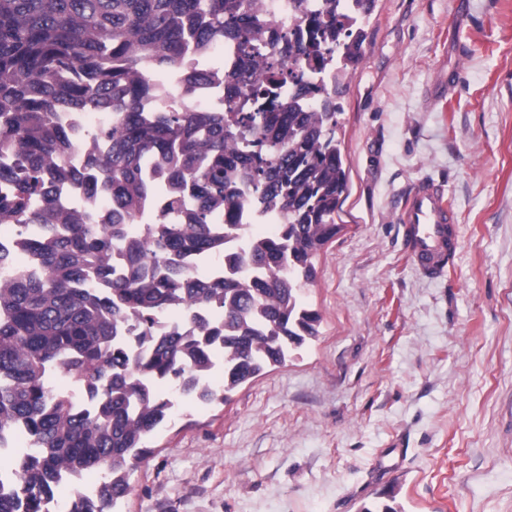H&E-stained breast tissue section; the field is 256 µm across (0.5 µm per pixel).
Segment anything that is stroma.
Listing matches in <instances>:
<instances>
[{"label": "stroma", "instance_id": "obj_1", "mask_svg": "<svg viewBox=\"0 0 512 512\" xmlns=\"http://www.w3.org/2000/svg\"><path fill=\"white\" fill-rule=\"evenodd\" d=\"M363 29L341 230L301 291L317 336L225 403L179 400L119 512H512V0H375ZM423 177L459 213L436 279L395 222Z\"/></svg>", "mask_w": 512, "mask_h": 512}]
</instances>
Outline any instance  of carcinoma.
<instances>
[{
	"instance_id": "1",
	"label": "carcinoma",
	"mask_w": 512,
	"mask_h": 512,
	"mask_svg": "<svg viewBox=\"0 0 512 512\" xmlns=\"http://www.w3.org/2000/svg\"><path fill=\"white\" fill-rule=\"evenodd\" d=\"M255 2L0 0V224L17 227L0 245V441L19 431L24 443L0 512H50L63 478L88 470L105 480L75 490L69 512H115L145 438L171 418L159 384L222 404L317 335L301 289L341 229L340 97L375 0H299L291 22ZM290 24L307 39L288 38ZM218 41L239 55L224 105L191 110L184 101L211 80L198 58ZM169 72L177 105L144 109ZM284 84L296 92L279 94ZM64 112L111 121L85 135ZM63 186L106 204L59 209ZM254 209L281 214L278 233L224 257ZM173 310L183 320L163 327ZM220 355L216 389L206 378ZM59 373L78 396L56 391Z\"/></svg>"
}]
</instances>
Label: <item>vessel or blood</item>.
<instances>
[{
  "label": "vessel or blood",
  "mask_w": 512,
  "mask_h": 512,
  "mask_svg": "<svg viewBox=\"0 0 512 512\" xmlns=\"http://www.w3.org/2000/svg\"><path fill=\"white\" fill-rule=\"evenodd\" d=\"M399 222L408 254L426 276L441 274L458 248L457 217L449 206L445 188L433 181H422L408 193Z\"/></svg>",
  "instance_id": "obj_1"
}]
</instances>
